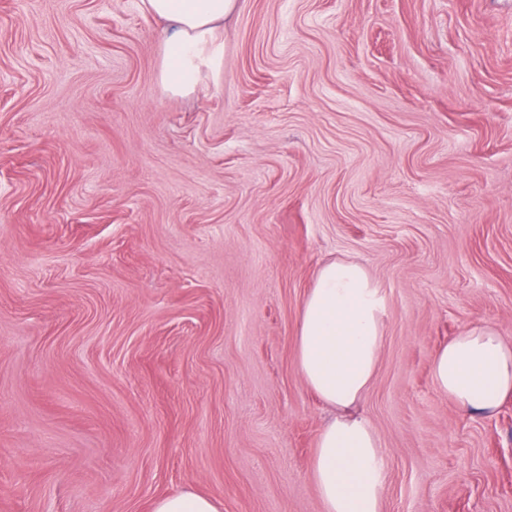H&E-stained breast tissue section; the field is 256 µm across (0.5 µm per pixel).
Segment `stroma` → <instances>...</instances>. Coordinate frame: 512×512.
<instances>
[{
	"label": "stroma",
	"mask_w": 512,
	"mask_h": 512,
	"mask_svg": "<svg viewBox=\"0 0 512 512\" xmlns=\"http://www.w3.org/2000/svg\"><path fill=\"white\" fill-rule=\"evenodd\" d=\"M165 28L0 0V512H323L296 356L331 261L385 295L381 512H512V396L431 370L512 341V0H235L187 96ZM432 376L461 411L492 413L512 393V344L489 327H468L437 352ZM213 500L192 490L165 496L154 504L153 512H218Z\"/></svg>",
	"instance_id": "obj_1"
}]
</instances>
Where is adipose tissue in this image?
<instances>
[{"label":"adipose tissue","instance_id":"obj_1","mask_svg":"<svg viewBox=\"0 0 512 512\" xmlns=\"http://www.w3.org/2000/svg\"><path fill=\"white\" fill-rule=\"evenodd\" d=\"M234 0H148L168 25L160 80L170 93L195 91L202 68L220 73L224 42L218 29ZM385 297L355 263L323 266L303 302L297 368L336 414L320 430L311 464L323 512H380L385 458L369 423L357 413L372 384L383 345ZM436 388L469 414H489L512 394V345L474 325L435 355Z\"/></svg>","mask_w":512,"mask_h":512}]
</instances>
